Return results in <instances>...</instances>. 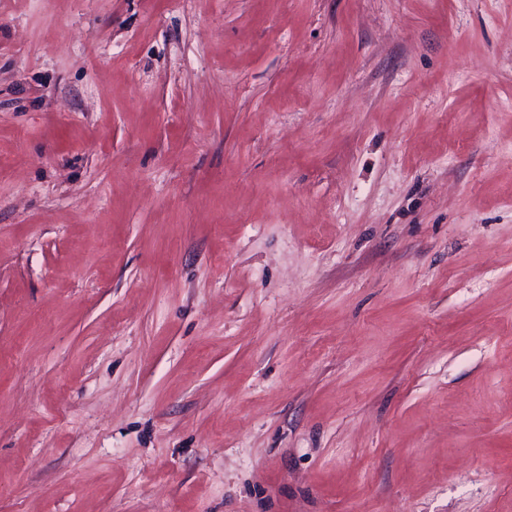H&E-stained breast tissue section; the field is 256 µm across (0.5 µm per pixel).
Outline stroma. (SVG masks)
<instances>
[{
    "instance_id": "35a3bbf8",
    "label": "stroma",
    "mask_w": 512,
    "mask_h": 512,
    "mask_svg": "<svg viewBox=\"0 0 512 512\" xmlns=\"http://www.w3.org/2000/svg\"><path fill=\"white\" fill-rule=\"evenodd\" d=\"M0 512H512V0H0Z\"/></svg>"
}]
</instances>
